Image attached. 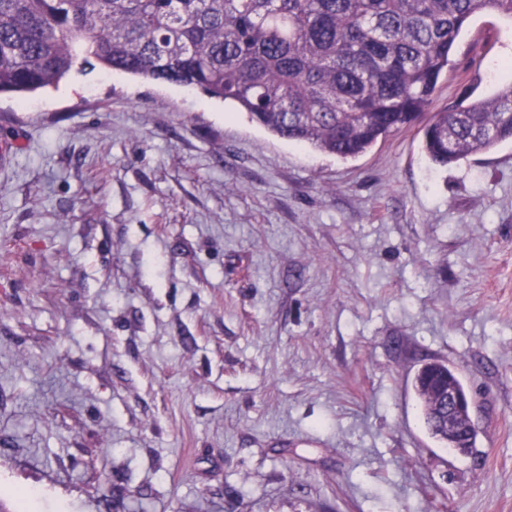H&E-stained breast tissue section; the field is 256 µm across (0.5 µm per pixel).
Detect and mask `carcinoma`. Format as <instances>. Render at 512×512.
I'll return each instance as SVG.
<instances>
[{
  "mask_svg": "<svg viewBox=\"0 0 512 512\" xmlns=\"http://www.w3.org/2000/svg\"><path fill=\"white\" fill-rule=\"evenodd\" d=\"M512 18V0H0V94L57 84L78 60L237 103L277 137L347 160L423 126V147L448 166L512 139V79L488 98L465 93L426 112L450 52L476 13ZM439 381L469 394L447 363L416 373L431 435Z\"/></svg>",
  "mask_w": 512,
  "mask_h": 512,
  "instance_id": "cac0c4a2",
  "label": "carcinoma"
}]
</instances>
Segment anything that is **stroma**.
<instances>
[{"mask_svg":"<svg viewBox=\"0 0 512 512\" xmlns=\"http://www.w3.org/2000/svg\"><path fill=\"white\" fill-rule=\"evenodd\" d=\"M512 19L431 112L490 95ZM0 501L23 512H512V141L343 160L78 66L0 95ZM453 367L475 446L411 385ZM447 380L448 387L454 389L461 398H469L467 390L463 386L455 371L448 366V363L443 361L425 363L417 371L414 377L413 385L423 410L425 424L431 435L437 438L440 442L444 443L449 449L454 450L460 454H466L469 452L472 446L474 429L472 430L470 436L466 439L468 442L460 443L459 439L453 437L449 431L447 432L445 425H440L439 422L442 415L439 408L440 397L434 388L437 382H447Z\"/></svg>","mask_w":512,"mask_h":512,"instance_id":"obj_1","label":"stroma"}]
</instances>
